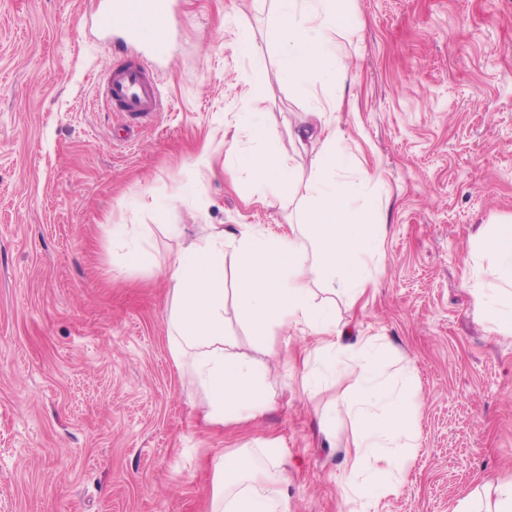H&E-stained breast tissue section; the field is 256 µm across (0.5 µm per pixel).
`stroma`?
Here are the masks:
<instances>
[{
  "label": "stroma",
  "instance_id": "35a3bbf8",
  "mask_svg": "<svg viewBox=\"0 0 512 512\" xmlns=\"http://www.w3.org/2000/svg\"><path fill=\"white\" fill-rule=\"evenodd\" d=\"M164 109L138 123L99 99L124 46L90 26L99 0H0V512H207L213 454L276 449L292 512H351L356 424L344 369L307 382L320 337L252 334L224 248V332L254 359L268 404L204 419L202 393L171 356L166 268L203 225L288 228L318 144L291 127L315 100L381 180L386 226L374 284L334 307L345 345L375 339L411 368L417 446L373 512H455L512 478V334L466 287L476 245L512 216V0H352V66L315 95L277 81V30L252 0H172ZM254 39L240 53L235 32ZM264 79L275 123L264 152L291 157L292 199L258 203L224 168L245 82ZM130 224L147 263L130 267L112 227ZM181 225L182 238L166 233Z\"/></svg>",
  "mask_w": 512,
  "mask_h": 512
}]
</instances>
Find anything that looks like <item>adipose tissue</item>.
Listing matches in <instances>:
<instances>
[{"instance_id": "1", "label": "adipose tissue", "mask_w": 512, "mask_h": 512, "mask_svg": "<svg viewBox=\"0 0 512 512\" xmlns=\"http://www.w3.org/2000/svg\"><path fill=\"white\" fill-rule=\"evenodd\" d=\"M278 29V80L308 89L343 82L351 56L344 39L354 29L351 0H271ZM266 80H251L245 110L236 116L237 137L231 148L234 177L252 181L262 202L292 196V163L259 152L272 134L260 105ZM340 100L317 104L303 126L294 130L298 144L319 142L313 156L310 194L300 207L296 230L272 234L247 225L233 244L240 262L237 297L251 330L274 336L287 325L324 337L322 365L347 358L359 384L348 411L358 426L350 451L346 492L356 512H370L404 478L408 451L417 437L409 426L414 402L410 381L386 377L387 363L374 340L350 349L336 340L329 307L314 303L310 274L321 276L328 291L356 299L373 282L382 240L374 230L379 199L369 188L378 178L359 166L336 126ZM480 248L493 262L498 285L493 294L477 295L479 308L495 331L512 333V224L496 225ZM172 305L168 318L169 349L193 383L205 394V416L221 423L250 417L264 400L257 367L237 352L224 334V233L215 229L184 242L168 269ZM274 456L224 455L213 461L215 482L211 512H289L288 478L271 475Z\"/></svg>"}]
</instances>
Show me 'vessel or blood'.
Masks as SVG:
<instances>
[{
	"instance_id": "vessel-or-blood-1",
	"label": "vessel or blood",
	"mask_w": 512,
	"mask_h": 512,
	"mask_svg": "<svg viewBox=\"0 0 512 512\" xmlns=\"http://www.w3.org/2000/svg\"><path fill=\"white\" fill-rule=\"evenodd\" d=\"M170 0H104L94 13L91 25L101 33H120L122 42L136 52L113 65L104 83V95L118 111L145 118L160 110L163 99L149 68V58H163L171 37ZM151 24L157 38L148 51L137 50L144 24Z\"/></svg>"
}]
</instances>
